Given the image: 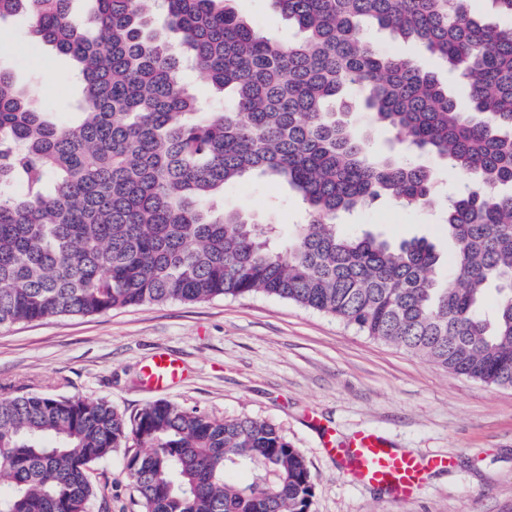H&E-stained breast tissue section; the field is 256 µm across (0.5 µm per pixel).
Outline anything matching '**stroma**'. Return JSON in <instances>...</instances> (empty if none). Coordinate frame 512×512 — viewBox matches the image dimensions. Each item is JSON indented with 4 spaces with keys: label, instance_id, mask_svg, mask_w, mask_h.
Masks as SVG:
<instances>
[{
    "label": "stroma",
    "instance_id": "stroma-1",
    "mask_svg": "<svg viewBox=\"0 0 512 512\" xmlns=\"http://www.w3.org/2000/svg\"><path fill=\"white\" fill-rule=\"evenodd\" d=\"M256 30L300 33L272 0H231ZM0 67L26 89L31 107L72 117L78 93L69 61L35 45L25 17L0 21ZM439 190L426 208L378 203L343 218L337 229H368L391 242L423 238L440 255L451 242L438 218L457 177L422 156ZM218 206L289 233L303 223L302 202L279 182L252 176L226 184ZM184 365L167 390L148 388L144 366L158 349ZM38 392L103 399L126 415L165 399L216 418L251 416L274 424L305 456L313 482L311 512H512V388L487 386L369 338L333 317L263 294L117 309L0 327V395ZM419 457L446 454L415 496L394 500L358 483L330 455L321 433L361 429ZM91 512H142L124 456L96 462Z\"/></svg>",
    "mask_w": 512,
    "mask_h": 512
}]
</instances>
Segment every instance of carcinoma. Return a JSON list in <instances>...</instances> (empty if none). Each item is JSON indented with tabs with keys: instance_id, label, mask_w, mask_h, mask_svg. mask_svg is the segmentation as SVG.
Masks as SVG:
<instances>
[{
	"instance_id": "cac0c4a2",
	"label": "carcinoma",
	"mask_w": 512,
	"mask_h": 512,
	"mask_svg": "<svg viewBox=\"0 0 512 512\" xmlns=\"http://www.w3.org/2000/svg\"><path fill=\"white\" fill-rule=\"evenodd\" d=\"M73 2L0 0V21L26 14L81 85L75 121L60 125L0 70V326L262 293L512 388V26L483 22L471 0H274L304 34L285 42L224 0H162L176 51L143 0H92L86 23ZM364 20L446 62L470 111L434 73L363 40ZM190 66L231 91L229 111L201 112ZM349 90L402 151H368ZM411 151L459 180L440 221L454 244L444 279L424 239L336 231L377 200L428 203L435 175ZM247 176L304 204L309 220L288 241L211 205ZM121 448L142 512H310L306 458L265 420L167 400L128 417L103 399L38 393L0 397V512H91V465ZM239 466L262 475L227 481Z\"/></svg>"
}]
</instances>
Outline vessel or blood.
<instances>
[{
    "label": "vessel or blood",
    "mask_w": 512,
    "mask_h": 512,
    "mask_svg": "<svg viewBox=\"0 0 512 512\" xmlns=\"http://www.w3.org/2000/svg\"><path fill=\"white\" fill-rule=\"evenodd\" d=\"M183 374L180 360L164 351L155 354L144 370L147 382L157 389L177 383ZM324 446L335 457L350 461L358 481L384 487L396 499L411 497L427 474L449 466L447 457L441 455L419 459L399 452L369 430L359 431L344 442L325 436Z\"/></svg>",
    "instance_id": "1"
}]
</instances>
